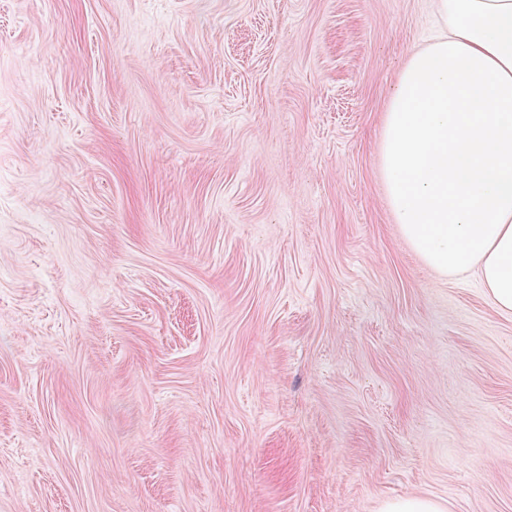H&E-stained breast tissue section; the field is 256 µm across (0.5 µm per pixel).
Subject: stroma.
Returning <instances> with one entry per match:
<instances>
[{"instance_id": "35a3bbf8", "label": "stroma", "mask_w": 512, "mask_h": 512, "mask_svg": "<svg viewBox=\"0 0 512 512\" xmlns=\"http://www.w3.org/2000/svg\"><path fill=\"white\" fill-rule=\"evenodd\" d=\"M435 0H0V512H512V317L401 236ZM380 512H446V507L436 499L414 495L388 500Z\"/></svg>"}]
</instances>
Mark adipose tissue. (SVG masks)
<instances>
[{
	"label": "adipose tissue",
	"mask_w": 512,
	"mask_h": 512,
	"mask_svg": "<svg viewBox=\"0 0 512 512\" xmlns=\"http://www.w3.org/2000/svg\"><path fill=\"white\" fill-rule=\"evenodd\" d=\"M443 32L402 68L381 135L389 201L434 270H475L512 316V0H437Z\"/></svg>",
	"instance_id": "1"
}]
</instances>
